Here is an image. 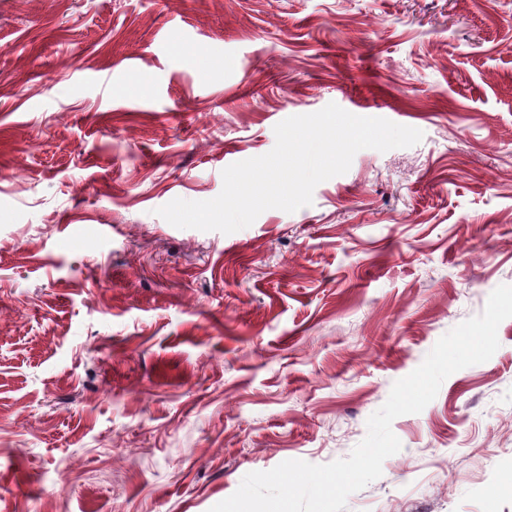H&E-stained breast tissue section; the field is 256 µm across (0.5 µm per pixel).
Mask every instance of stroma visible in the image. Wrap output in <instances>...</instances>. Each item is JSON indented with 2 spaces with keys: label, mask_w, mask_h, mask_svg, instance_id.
Wrapping results in <instances>:
<instances>
[{
  "label": "stroma",
  "mask_w": 512,
  "mask_h": 512,
  "mask_svg": "<svg viewBox=\"0 0 512 512\" xmlns=\"http://www.w3.org/2000/svg\"><path fill=\"white\" fill-rule=\"evenodd\" d=\"M336 103L420 129L230 234L222 190ZM512 285V0H0V512H209L351 453ZM345 512H512V318Z\"/></svg>",
  "instance_id": "35a3bbf8"
}]
</instances>
